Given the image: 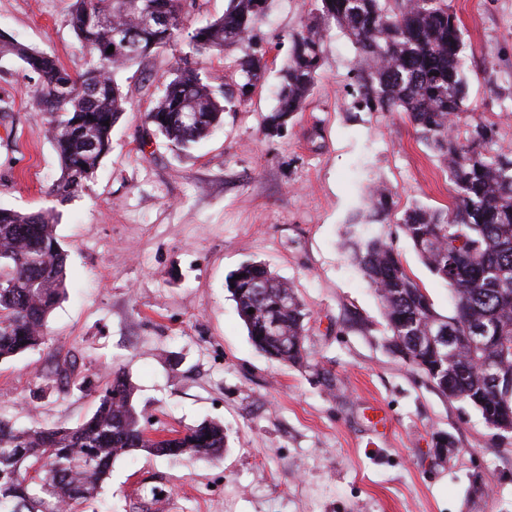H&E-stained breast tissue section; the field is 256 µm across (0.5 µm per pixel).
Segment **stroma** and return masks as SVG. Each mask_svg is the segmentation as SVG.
Here are the masks:
<instances>
[{
    "instance_id": "stroma-1",
    "label": "stroma",
    "mask_w": 512,
    "mask_h": 512,
    "mask_svg": "<svg viewBox=\"0 0 512 512\" xmlns=\"http://www.w3.org/2000/svg\"><path fill=\"white\" fill-rule=\"evenodd\" d=\"M465 44L468 125L490 124L512 147V0H451ZM71 0H0V34L56 55L74 75L89 58L66 24ZM306 0H273L258 24L264 81L188 152L171 150L143 114L186 45L121 72L126 110L85 191L57 204L60 174L33 75L0 59V207L55 209L68 253L67 291L44 346L0 363V417L15 426H73L113 370L132 383L152 434L222 422L215 462L143 452L117 460L96 512H512V438L446 398L388 349L374 289L341 248L346 224L380 182L397 207L449 202L448 178L398 112L347 109L355 50L333 29L319 81L279 137L262 132L276 106L288 39ZM437 311L453 301L399 225L385 227ZM260 261L297 289L311 318L310 366L270 360L251 344L227 288ZM74 369L55 374L57 359ZM332 370L326 388L317 367ZM457 451L436 459L432 439ZM487 491L467 501L473 475ZM161 508H154L155 493Z\"/></svg>"
}]
</instances>
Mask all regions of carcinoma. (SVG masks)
Returning <instances> with one entry per match:
<instances>
[{
  "instance_id": "1",
  "label": "carcinoma",
  "mask_w": 512,
  "mask_h": 512,
  "mask_svg": "<svg viewBox=\"0 0 512 512\" xmlns=\"http://www.w3.org/2000/svg\"><path fill=\"white\" fill-rule=\"evenodd\" d=\"M187 2L72 0L65 22L94 59L78 76L54 55L0 34V58L19 59L37 77L35 111L48 117L60 161L50 191L59 203L85 189L108 152L112 124L126 104L116 76L130 62L182 43L189 47L194 60L164 80L144 114L145 124L178 151L223 122L225 107L202 58L227 46L245 49L238 63L240 102L264 80L267 61L252 38L271 0H228L223 16L191 32ZM336 27L355 49L349 109L405 113L448 175L450 206L413 203L399 224L423 264L448 286L453 314L435 309L385 234L368 233L372 224L391 223L394 202L386 187L372 186L366 208L349 219L347 254L381 300L392 353L441 395L475 409L496 432L498 422L512 421V390L497 382L512 374V151L498 145L488 126L461 129L470 81L448 0H311L307 23L289 39L265 135H281L305 108ZM55 223L52 210L0 207L1 362L45 343L48 318L66 294L68 254ZM233 275L240 279L229 280L230 291L253 346L285 364L307 361L310 312L294 287L261 262L244 263ZM224 443V426L214 421L154 440L131 384L116 370L95 411L74 427L17 428L0 419V512H85L126 455L144 450L215 461Z\"/></svg>"
}]
</instances>
